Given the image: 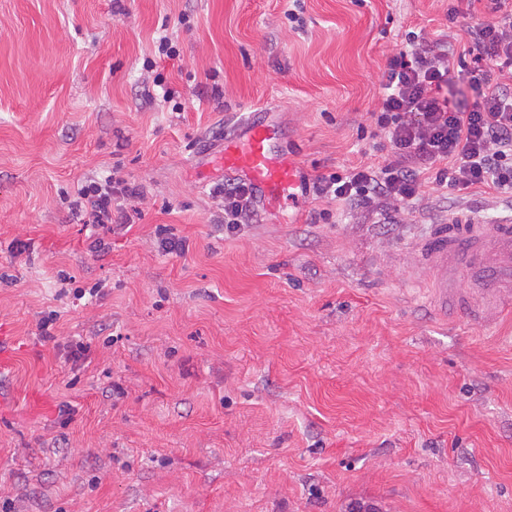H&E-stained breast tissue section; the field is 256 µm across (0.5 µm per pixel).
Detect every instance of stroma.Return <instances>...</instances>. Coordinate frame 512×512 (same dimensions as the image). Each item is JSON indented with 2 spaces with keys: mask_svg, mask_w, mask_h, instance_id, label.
<instances>
[{
  "mask_svg": "<svg viewBox=\"0 0 512 512\" xmlns=\"http://www.w3.org/2000/svg\"><path fill=\"white\" fill-rule=\"evenodd\" d=\"M448 6L305 0L297 31L288 0H0V512H512V312L441 318L409 258L512 196L430 188L400 224L302 197L231 234L199 171L250 119L310 178L378 161L405 34L487 17ZM116 165L141 216L97 256L63 195Z\"/></svg>",
  "mask_w": 512,
  "mask_h": 512,
  "instance_id": "1",
  "label": "stroma"
}]
</instances>
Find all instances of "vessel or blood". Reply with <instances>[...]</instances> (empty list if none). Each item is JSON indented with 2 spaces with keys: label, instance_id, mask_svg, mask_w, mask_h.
<instances>
[{
  "label": "vessel or blood",
  "instance_id": "1",
  "mask_svg": "<svg viewBox=\"0 0 512 512\" xmlns=\"http://www.w3.org/2000/svg\"><path fill=\"white\" fill-rule=\"evenodd\" d=\"M277 125L248 121L243 132L225 135L213 163L252 184L268 206L298 196V166L285 156ZM413 268L426 269L433 282L431 301L445 315L464 312L487 318L512 307V222L437 225L411 249ZM477 275L476 292L462 293V273Z\"/></svg>",
  "mask_w": 512,
  "mask_h": 512
}]
</instances>
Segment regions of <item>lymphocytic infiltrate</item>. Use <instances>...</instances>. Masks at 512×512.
I'll list each match as a JSON object with an SVG mask.
<instances>
[{
	"label": "lymphocytic infiltrate",
	"mask_w": 512,
	"mask_h": 512,
	"mask_svg": "<svg viewBox=\"0 0 512 512\" xmlns=\"http://www.w3.org/2000/svg\"><path fill=\"white\" fill-rule=\"evenodd\" d=\"M507 0H488L489 21L468 26L472 45L459 58L475 85L489 83L492 71L512 74V11ZM450 54L424 32H408L382 75L383 94L372 112L374 132L389 150L381 162L321 173L304 182L305 194L326 202L319 219L330 217L329 203L365 212L380 210L390 223L422 194L425 182L452 192L489 188L512 194V95L484 94L473 104L449 105ZM229 232L252 223L255 191L245 181L216 187ZM140 184L112 173L77 185L68 208L77 223L93 230L89 249L107 251L105 230L113 220L133 221L130 213L113 217L115 198H142Z\"/></svg>",
	"instance_id": "1"
}]
</instances>
